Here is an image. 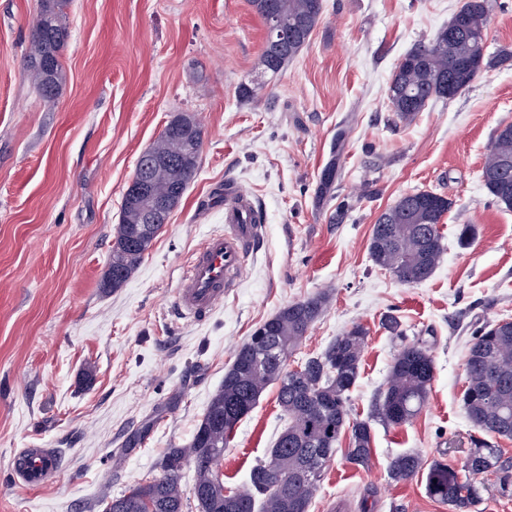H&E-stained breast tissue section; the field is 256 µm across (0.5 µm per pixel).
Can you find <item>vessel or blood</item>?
Here are the masks:
<instances>
[{
  "instance_id": "1",
  "label": "vessel or blood",
  "mask_w": 512,
  "mask_h": 512,
  "mask_svg": "<svg viewBox=\"0 0 512 512\" xmlns=\"http://www.w3.org/2000/svg\"><path fill=\"white\" fill-rule=\"evenodd\" d=\"M264 231L262 212L252 196L236 182H226L224 230L203 239L177 284L174 308L181 319L205 321L237 288L249 256L263 245ZM12 460L14 478L29 488L50 484L64 468L52 448H23Z\"/></svg>"
}]
</instances>
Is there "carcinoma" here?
Here are the masks:
<instances>
[{"mask_svg": "<svg viewBox=\"0 0 512 512\" xmlns=\"http://www.w3.org/2000/svg\"><path fill=\"white\" fill-rule=\"evenodd\" d=\"M259 17L275 15L283 25L286 47L272 52L264 46L262 73L276 76L288 67L304 47L322 15V0H251ZM489 0H466L437 36L416 45L397 64L388 98L402 120L421 112L436 99H451L474 81L482 68L512 60V52L483 53L487 47ZM69 38L62 0H40L31 32L26 70L36 92L47 104L58 98L65 81L60 55ZM188 126L165 128L146 153L174 162L151 172L148 195L129 200L121 209L120 224L104 288L121 287L138 269L169 215L155 216L150 234L131 238L143 222L150 196L174 194L182 199L195 178L201 157L202 128L194 116ZM512 168V123L498 127L488 148L481 179L495 202L512 209V182L504 184L500 171ZM451 202L432 191L405 193L383 211L373 225L369 252L374 263L405 283L427 279L443 254L438 224ZM327 305L326 294L291 303L278 310L238 345L224 373V381L210 400L197 431L186 446H175L163 455L160 473L121 494L106 493L99 503L104 512H309L314 492L334 460L343 435H349L347 459L363 466L371 455V426L350 418L349 397L360 376L367 330L356 324L336 337L317 356L299 364L301 372H289L290 360L312 324ZM434 362L427 347L404 343L392 359L388 377L375 403L377 418L386 425L401 426L422 410L434 379ZM466 386L462 405L472 426L494 437L512 438V323L486 322L474 330L465 360ZM277 387V403L284 426L266 459L255 465L248 486L238 498L224 499V475L220 462L224 448L243 416L242 408L255 406L265 389ZM193 466L192 499L184 498L178 461ZM425 473L429 497L446 503L455 512H473L481 500L477 478L488 472L509 471L500 462L498 449L480 439L458 469L440 460L429 464L415 454L397 456L389 473L405 481Z\"/></svg>", "mask_w": 512, "mask_h": 512, "instance_id": "1", "label": "carcinoma"}]
</instances>
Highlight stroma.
Returning a JSON list of instances; mask_svg holds the SVG:
<instances>
[{"mask_svg":"<svg viewBox=\"0 0 512 512\" xmlns=\"http://www.w3.org/2000/svg\"><path fill=\"white\" fill-rule=\"evenodd\" d=\"M462 2L323 0L309 44L264 77L266 28L249 0H67L66 82L48 105L25 63L39 0H0V512H102L103 490L144 482L192 438L233 348L322 292L329 303L295 357L367 329L350 410L371 421L372 453L351 464L341 438L309 512H453L424 476L396 483L389 466L405 453L462 465L476 434L461 403L470 332L512 320V211L480 179L496 129L512 123V61L408 121L387 88ZM251 83L254 97L241 96ZM182 112L203 130L199 171L137 271L101 288L136 161ZM229 177L260 205L265 240L239 288L195 325L174 317L175 289L205 235L224 229ZM417 190L451 208L439 265L404 284L368 245L378 215ZM466 224L475 235L463 245ZM389 314L405 339L384 329ZM405 340L425 344L435 376L421 413L388 427L373 406ZM283 425L268 387L224 450L225 487L247 484ZM18 448L60 449L65 468L53 484L18 486Z\"/></svg>","mask_w":512,"mask_h":512,"instance_id":"obj_1","label":"stroma"}]
</instances>
